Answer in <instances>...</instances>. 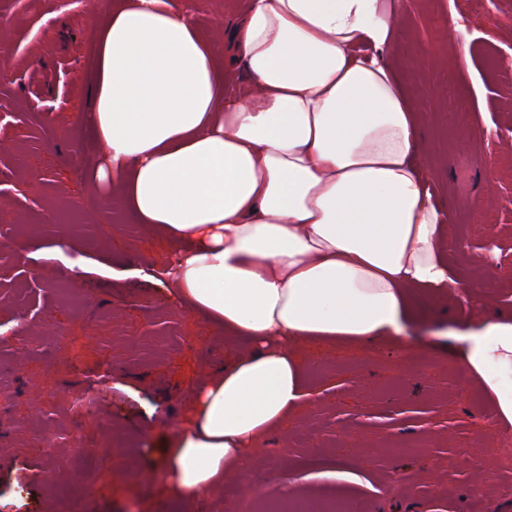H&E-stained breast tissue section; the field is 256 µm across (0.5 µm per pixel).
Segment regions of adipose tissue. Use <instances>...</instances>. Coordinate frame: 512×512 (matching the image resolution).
Returning a JSON list of instances; mask_svg holds the SVG:
<instances>
[{
	"instance_id": "obj_1",
	"label": "adipose tissue",
	"mask_w": 512,
	"mask_h": 512,
	"mask_svg": "<svg viewBox=\"0 0 512 512\" xmlns=\"http://www.w3.org/2000/svg\"><path fill=\"white\" fill-rule=\"evenodd\" d=\"M385 0H247L231 31L248 86L170 0H121L96 32L94 186L179 250L171 296L249 345L196 393L175 437V491L194 500L249 472L301 405L298 344L399 337L408 293L452 277L419 126L389 62ZM512 422V318L466 338Z\"/></svg>"
}]
</instances>
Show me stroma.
I'll use <instances>...</instances> for the list:
<instances>
[{
	"mask_svg": "<svg viewBox=\"0 0 512 512\" xmlns=\"http://www.w3.org/2000/svg\"><path fill=\"white\" fill-rule=\"evenodd\" d=\"M112 2L0 0V512H512V424L458 368L461 335L512 315V0H400L396 16L391 63L423 116L448 266L477 306L444 290L402 340L299 344L302 407L202 502L172 492L167 457L196 389L248 345L170 301L172 244L90 181L98 147L77 115ZM178 2L220 47L245 6Z\"/></svg>",
	"mask_w": 512,
	"mask_h": 512,
	"instance_id": "1",
	"label": "stroma"
}]
</instances>
